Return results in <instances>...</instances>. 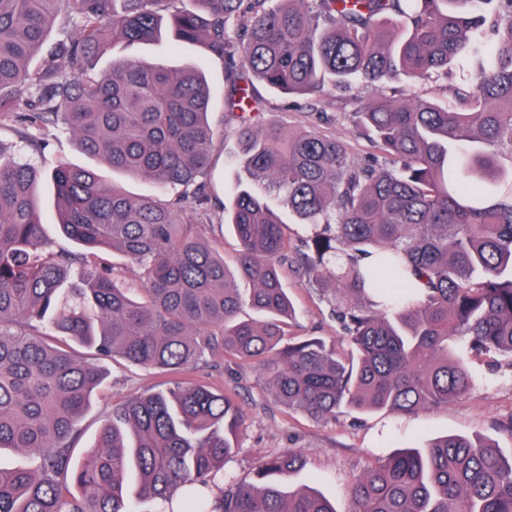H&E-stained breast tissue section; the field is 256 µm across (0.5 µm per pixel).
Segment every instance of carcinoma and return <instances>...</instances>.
<instances>
[{
  "instance_id": "carcinoma-1",
  "label": "carcinoma",
  "mask_w": 512,
  "mask_h": 512,
  "mask_svg": "<svg viewBox=\"0 0 512 512\" xmlns=\"http://www.w3.org/2000/svg\"><path fill=\"white\" fill-rule=\"evenodd\" d=\"M178 2L0 0V115L39 136L67 130L112 171L156 189L134 197L92 168L58 160L44 170L0 152V450L29 461L0 465V512H137L146 498L157 512H336L276 481L304 468L293 448L257 459L251 479L210 501L246 412L203 386L129 397L73 459L103 360L187 372L221 352L260 368L277 401L321 419L446 407L474 386L470 358L512 363V0ZM164 38L230 64L253 181L236 184L223 210L245 294L185 218L209 203L215 93L193 65L134 56ZM109 44L127 54L103 70ZM455 70L464 81L448 102L380 96L355 112L378 166L355 163L326 134L261 121L251 83L320 98L328 84L381 90L397 74L415 85ZM45 180L77 253L47 250ZM284 204L313 229L298 261ZM107 250L138 270L137 286L116 283ZM337 257L348 360L321 338L289 337L280 277L296 262L319 283ZM76 266L80 288L70 287ZM348 512H512V453L465 435L410 446L354 477Z\"/></svg>"
}]
</instances>
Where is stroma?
Instances as JSON below:
<instances>
[{"label": "stroma", "mask_w": 512, "mask_h": 512, "mask_svg": "<svg viewBox=\"0 0 512 512\" xmlns=\"http://www.w3.org/2000/svg\"><path fill=\"white\" fill-rule=\"evenodd\" d=\"M137 57L147 63L199 64L211 87L220 93L209 114L219 134L213 147L207 182L210 193L228 199L237 179L244 175L237 156L238 123L232 115V97L224 79L222 61L209 58L197 46L182 44L163 49L144 45ZM265 118H274L292 129H310L336 137L348 148L355 162L368 165L378 157L369 140L356 131L353 114L373 98L372 90L356 88L351 95L335 94L322 99L291 98L255 82ZM339 267H330L323 285H313L292 268H285L283 282L294 304L296 316L290 326L292 337H322L334 343L337 353L349 357L351 346L343 336L330 303ZM472 366L478 375L474 387L448 406L412 414L390 411L343 413L329 420H316L277 403L261 373L251 365H240L221 354L206 356L192 373L195 382L216 390L238 394L247 420L238 435L239 451L211 486L212 498H221L229 480L250 478L255 458L270 456L285 448L303 452L307 465L294 475L291 486L314 483L336 507L348 510L349 485L357 474L378 458L407 445L423 446L441 434L482 436L492 439L503 451L512 450V366L483 359ZM106 379L92 404L78 422L80 437L74 449L82 456L112 416L113 405L147 389L171 382L170 374L124 361L105 365Z\"/></svg>", "instance_id": "1"}]
</instances>
